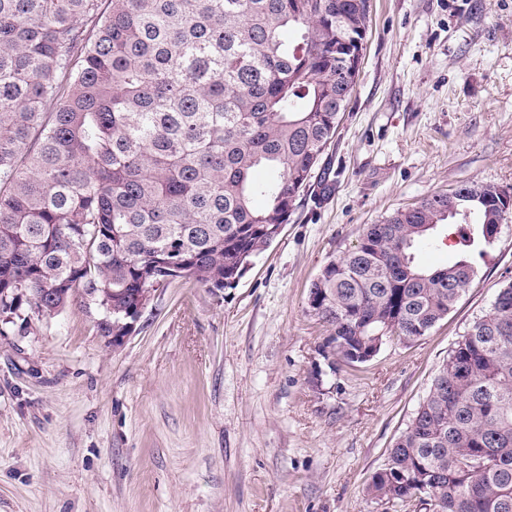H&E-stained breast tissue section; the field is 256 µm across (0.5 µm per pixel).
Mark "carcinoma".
I'll return each mask as SVG.
<instances>
[{
  "label": "carcinoma",
  "mask_w": 512,
  "mask_h": 512,
  "mask_svg": "<svg viewBox=\"0 0 512 512\" xmlns=\"http://www.w3.org/2000/svg\"><path fill=\"white\" fill-rule=\"evenodd\" d=\"M369 23L370 0H0V323L80 293L101 335L126 336L120 309L168 276L163 258L180 279L234 285L335 137L355 87L336 71ZM502 205L497 185L465 182L367 225L309 291L324 357L444 319ZM444 231L455 263L416 264ZM421 487L439 512H512L511 283L456 341L368 492L403 512Z\"/></svg>",
  "instance_id": "obj_1"
}]
</instances>
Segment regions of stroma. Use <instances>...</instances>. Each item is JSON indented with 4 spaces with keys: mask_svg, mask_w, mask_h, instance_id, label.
<instances>
[{
    "mask_svg": "<svg viewBox=\"0 0 512 512\" xmlns=\"http://www.w3.org/2000/svg\"><path fill=\"white\" fill-rule=\"evenodd\" d=\"M320 169L232 287L158 288L120 345L82 297L0 335V512H386L384 468L454 343L512 282V210L453 310L329 364L308 306L364 228L464 182L512 193V0H372Z\"/></svg>",
    "mask_w": 512,
    "mask_h": 512,
    "instance_id": "35a3bbf8",
    "label": "stroma"
}]
</instances>
